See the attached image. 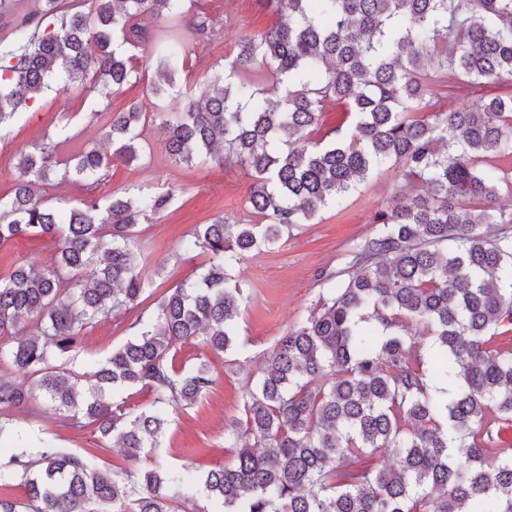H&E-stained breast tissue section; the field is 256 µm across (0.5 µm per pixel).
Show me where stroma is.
Wrapping results in <instances>:
<instances>
[{
	"mask_svg": "<svg viewBox=\"0 0 512 512\" xmlns=\"http://www.w3.org/2000/svg\"><path fill=\"white\" fill-rule=\"evenodd\" d=\"M194 10L207 18L209 34L188 35L178 25L168 31L169 36L184 40L186 63L178 83L190 89L223 74L224 58L239 38L259 34L280 21L264 0H196ZM134 55L136 74L110 98L90 94L81 85L57 81L32 108L18 112L10 134L0 137V198H7L18 177L16 163L21 153L49 138L58 142L64 158L90 146L108 153L112 144L102 136L106 113L122 111L135 101L148 112L139 159L113 166L97 196L104 202L135 184L149 191H172L174 200L166 211L136 227L145 281L139 305L100 319L85 330L83 348L70 363L77 371L135 336L141 323L154 316L161 296L181 283L197 280L206 270L209 254L181 250L182 240L198 225L222 216L251 218L246 206L251 183L248 169L232 161L189 167L172 163L162 123L177 103L155 98L149 91L155 68L150 43H141ZM399 179L394 171L370 177L347 198L343 209L323 210L312 223L295 225L275 247L250 253L234 265L232 273L249 298L239 326L238 347L216 353L199 337L178 347L177 364L190 366L209 360L215 382L197 405L172 413L160 449L143 453L138 469L162 463L185 466L201 476L231 462L232 452L225 440L243 417L248 373L256 371L263 354L314 306L326 286V276L346 268L350 251L372 233L371 219L386 204ZM57 249L55 240L47 237L22 236L1 243L0 276L19 264H48ZM20 423L56 447L90 453L94 466L110 470L128 466L118 450L95 452L97 438L92 427L63 426L58 414L45 404H36L33 415L21 417Z\"/></svg>",
	"mask_w": 512,
	"mask_h": 512,
	"instance_id": "obj_1",
	"label": "stroma"
}]
</instances>
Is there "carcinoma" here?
<instances>
[{"label":"carcinoma","mask_w":512,"mask_h":512,"mask_svg":"<svg viewBox=\"0 0 512 512\" xmlns=\"http://www.w3.org/2000/svg\"><path fill=\"white\" fill-rule=\"evenodd\" d=\"M266 2L288 21L242 38L224 83L182 91L183 47L160 38L151 91L183 98L164 125L172 161L248 167L247 208L271 223L196 228L184 251L212 254L206 273L82 372L68 363L84 330L138 305L134 229L173 194L132 185L96 199L112 163L139 157L147 112L137 102L109 114L110 155L89 148L64 163L46 142L20 156L14 195L0 199V243L35 235L59 248L42 268L0 276V368L11 370L0 375V443L16 448L0 453V481L26 488L22 502L0 497V512H512V350L499 344L512 333V211L497 207L512 171L483 169L491 155L512 159V95L474 99L478 87L512 84V0ZM184 4L35 0L0 48V130L58 78L121 89L136 72L128 48L145 39L141 18L177 22ZM448 87L450 111L440 106ZM335 103L351 127L307 141ZM390 168L402 182L373 233L246 384L231 465L200 478L163 466L111 473L13 422L40 398L71 425L95 426L98 451L114 444L135 462L160 447L168 410L215 382L205 359L177 368V347L197 336L217 353L236 347L247 298L233 265ZM54 180L85 199L46 204L39 189ZM484 224L501 232L491 239ZM134 389L154 395L151 407L119 400ZM382 450L395 466L351 470Z\"/></svg>","instance_id":"obj_1"}]
</instances>
